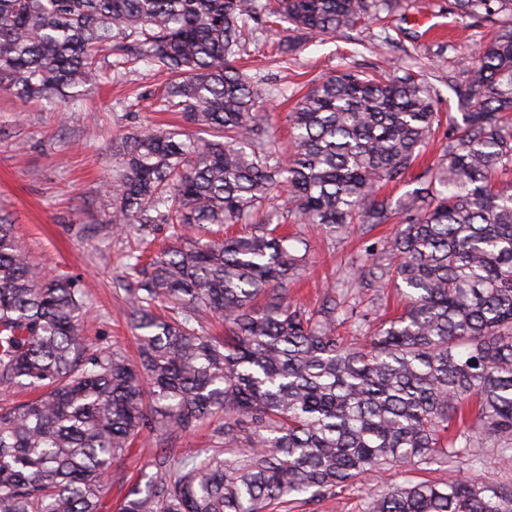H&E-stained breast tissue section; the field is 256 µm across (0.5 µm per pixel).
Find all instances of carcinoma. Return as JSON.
Listing matches in <instances>:
<instances>
[{
  "label": "carcinoma",
  "instance_id": "1",
  "mask_svg": "<svg viewBox=\"0 0 512 512\" xmlns=\"http://www.w3.org/2000/svg\"><path fill=\"white\" fill-rule=\"evenodd\" d=\"M398 0H0V82L23 100L76 101L114 68L168 76L150 101L192 128L120 138L112 231L168 225L172 245L130 253L123 291L137 357L93 348L87 295L49 276L0 220V387L35 392L0 407V512H103L112 466L145 434L164 441L216 416V451L161 448L119 512H271L332 495L371 472L440 471L368 496L365 512H512V486L451 479L464 450H512V0H448L494 37L448 76L458 115L437 162L397 200L441 127L439 90L388 62L313 83L288 113L291 149L270 131V89L233 58L256 23L302 39L387 24ZM398 216L393 257L366 259L361 288L394 282L399 313L364 321L327 294L288 298L302 240L285 224L342 236ZM252 224L229 235L228 224ZM211 313L225 336L202 326Z\"/></svg>",
  "mask_w": 512,
  "mask_h": 512
}]
</instances>
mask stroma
<instances>
[{
  "label": "stroma",
  "instance_id": "1",
  "mask_svg": "<svg viewBox=\"0 0 512 512\" xmlns=\"http://www.w3.org/2000/svg\"><path fill=\"white\" fill-rule=\"evenodd\" d=\"M391 24L399 47L387 46L373 28L352 38L339 34L307 42L284 66L274 64L269 55V33L257 30L254 43L242 50L241 57L250 72L266 75L288 92L269 103L279 142L288 140L289 95L305 93L314 77L343 69L369 71L387 59L406 67L415 58H432L439 52L447 69H454L465 34L462 19L448 11V0H402ZM162 82L161 75L143 66L121 78L106 77L88 90L87 105L78 110L63 103L51 107L21 100L0 83V216L16 224L34 263L51 273H69L86 291V337L94 347H133L125 296L116 289L131 240L112 232V195L107 187L115 164L113 148L121 135L151 124H177L174 113L131 105L137 94L153 93ZM397 225L393 219L368 234L355 232L336 240L311 225H300L308 261L303 278L288 283L289 296L310 307L320 306L328 286L351 273L365 247L374 246L377 256H384ZM155 448V437H143L136 452L113 466L105 494L108 512H118ZM449 469L457 478L480 474L512 486V454L496 448L480 449L477 462L461 458ZM417 475L412 467L369 473L338 489L335 496L295 505L291 512H364L370 492Z\"/></svg>",
  "mask_w": 512,
  "mask_h": 512
}]
</instances>
